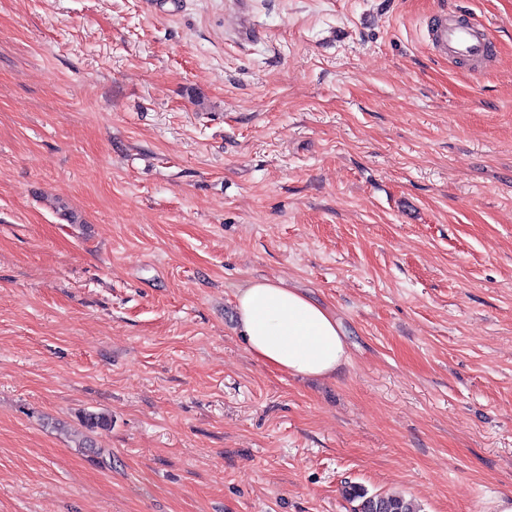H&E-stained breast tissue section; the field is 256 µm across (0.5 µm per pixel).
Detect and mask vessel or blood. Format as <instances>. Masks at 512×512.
<instances>
[{
  "label": "vessel or blood",
  "mask_w": 512,
  "mask_h": 512,
  "mask_svg": "<svg viewBox=\"0 0 512 512\" xmlns=\"http://www.w3.org/2000/svg\"><path fill=\"white\" fill-rule=\"evenodd\" d=\"M427 28L433 45L448 57L479 66L493 55L494 46L484 30L456 9L441 8L429 18Z\"/></svg>",
  "instance_id": "1"
}]
</instances>
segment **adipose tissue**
Instances as JSON below:
<instances>
[{
	"mask_svg": "<svg viewBox=\"0 0 512 512\" xmlns=\"http://www.w3.org/2000/svg\"><path fill=\"white\" fill-rule=\"evenodd\" d=\"M237 329L259 361L292 376L329 377L346 362L335 313L295 288L265 278L231 286Z\"/></svg>",
	"mask_w": 512,
	"mask_h": 512,
	"instance_id": "ef3b65f1",
	"label": "adipose tissue"
}]
</instances>
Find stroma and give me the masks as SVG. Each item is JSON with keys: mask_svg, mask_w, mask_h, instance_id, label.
<instances>
[{"mask_svg": "<svg viewBox=\"0 0 512 512\" xmlns=\"http://www.w3.org/2000/svg\"><path fill=\"white\" fill-rule=\"evenodd\" d=\"M448 1L497 38L482 74L429 45ZM245 277L331 308L344 366L255 359ZM348 485L512 494V0H0V512Z\"/></svg>", "mask_w": 512, "mask_h": 512, "instance_id": "stroma-1", "label": "stroma"}]
</instances>
